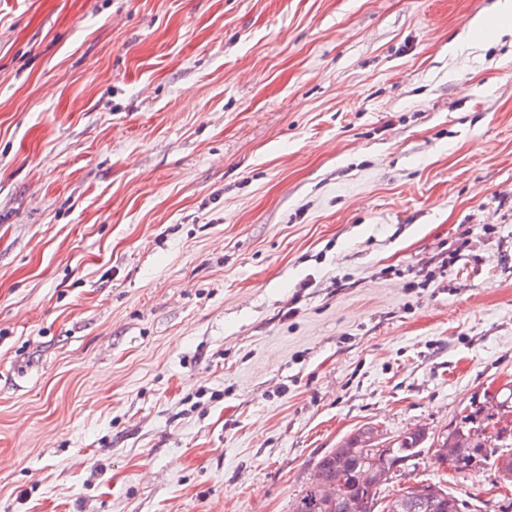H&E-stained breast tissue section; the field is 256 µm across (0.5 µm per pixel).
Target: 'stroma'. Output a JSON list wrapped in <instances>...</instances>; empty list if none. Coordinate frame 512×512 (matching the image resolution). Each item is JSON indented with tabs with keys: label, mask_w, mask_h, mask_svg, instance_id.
Masks as SVG:
<instances>
[{
	"label": "stroma",
	"mask_w": 512,
	"mask_h": 512,
	"mask_svg": "<svg viewBox=\"0 0 512 512\" xmlns=\"http://www.w3.org/2000/svg\"><path fill=\"white\" fill-rule=\"evenodd\" d=\"M496 2L0 0V512H293L360 427L497 426ZM510 25L512 26V1L498 0L494 16L479 15L470 20L463 32L448 43V48H451L453 53H457L466 45L475 43L476 35H497L500 32L499 26Z\"/></svg>",
	"instance_id": "1"
}]
</instances>
